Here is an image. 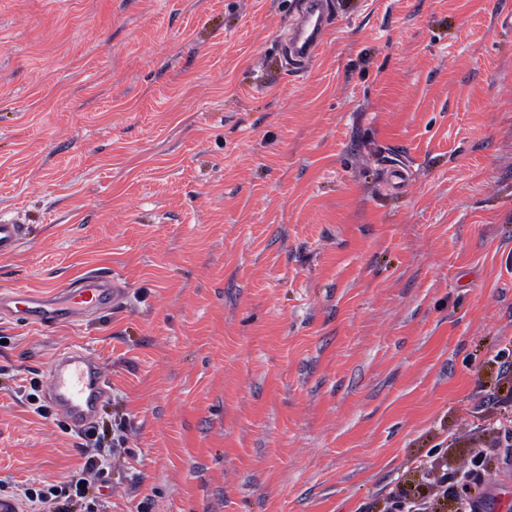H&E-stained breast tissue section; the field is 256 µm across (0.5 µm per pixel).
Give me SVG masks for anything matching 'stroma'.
<instances>
[{
  "label": "stroma",
  "mask_w": 512,
  "mask_h": 512,
  "mask_svg": "<svg viewBox=\"0 0 512 512\" xmlns=\"http://www.w3.org/2000/svg\"><path fill=\"white\" fill-rule=\"evenodd\" d=\"M328 2L300 71V0H0V292L122 290L0 311V479L79 473L23 395L71 349L127 426L103 512H385L512 444V0ZM328 16L326 2L311 0L304 3L286 42L291 60L306 66L317 55L329 31ZM26 236V227L16 217L0 216V258L16 255ZM115 285V279L109 275L90 272L69 288H60L48 295L28 288L0 294V310L17 313L24 322L41 328L75 324L112 307L119 295Z\"/></svg>",
  "instance_id": "obj_1"
}]
</instances>
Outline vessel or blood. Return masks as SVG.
Here are the masks:
<instances>
[{"instance_id":"obj_1","label":"vessel or blood","mask_w":512,"mask_h":512,"mask_svg":"<svg viewBox=\"0 0 512 512\" xmlns=\"http://www.w3.org/2000/svg\"><path fill=\"white\" fill-rule=\"evenodd\" d=\"M328 16L325 0H306L286 42L291 60L305 65L315 57L329 31ZM25 236L26 227L18 218L1 215L0 258L16 255ZM117 297L114 278L90 272L70 287L47 295L28 288L0 294V310L19 314L26 323L52 328L63 323L74 324L106 310ZM109 389V375L102 363L83 350H71L58 356L46 381L48 402L77 432L91 426Z\"/></svg>"}]
</instances>
